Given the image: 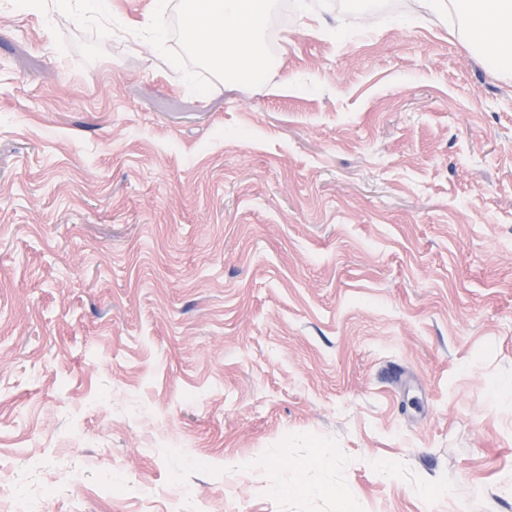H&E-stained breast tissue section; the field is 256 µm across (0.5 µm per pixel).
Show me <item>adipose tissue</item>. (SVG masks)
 <instances>
[{
    "mask_svg": "<svg viewBox=\"0 0 512 512\" xmlns=\"http://www.w3.org/2000/svg\"><path fill=\"white\" fill-rule=\"evenodd\" d=\"M420 14L443 23L449 13L460 19L458 35L464 36L477 57L494 72L512 70V0H482L480 15H473L468 0H415Z\"/></svg>",
    "mask_w": 512,
    "mask_h": 512,
    "instance_id": "1",
    "label": "adipose tissue"
}]
</instances>
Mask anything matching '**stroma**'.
I'll return each instance as SVG.
<instances>
[{
    "label": "stroma",
    "instance_id": "stroma-1",
    "mask_svg": "<svg viewBox=\"0 0 512 512\" xmlns=\"http://www.w3.org/2000/svg\"><path fill=\"white\" fill-rule=\"evenodd\" d=\"M109 2L0 0V503L512 512V76L306 0L195 95Z\"/></svg>",
    "mask_w": 512,
    "mask_h": 512
}]
</instances>
